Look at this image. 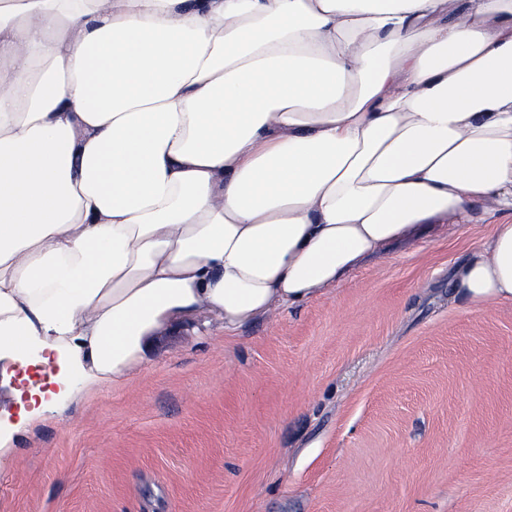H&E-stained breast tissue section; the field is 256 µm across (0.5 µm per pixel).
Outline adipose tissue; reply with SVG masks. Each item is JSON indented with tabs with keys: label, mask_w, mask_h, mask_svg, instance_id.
<instances>
[{
	"label": "adipose tissue",
	"mask_w": 512,
	"mask_h": 512,
	"mask_svg": "<svg viewBox=\"0 0 512 512\" xmlns=\"http://www.w3.org/2000/svg\"><path fill=\"white\" fill-rule=\"evenodd\" d=\"M478 204L455 288L512 302V0H0V358L56 364L35 418Z\"/></svg>",
	"instance_id": "adipose-tissue-1"
}]
</instances>
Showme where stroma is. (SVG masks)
<instances>
[{"instance_id": "stroma-1", "label": "stroma", "mask_w": 512, "mask_h": 512, "mask_svg": "<svg viewBox=\"0 0 512 512\" xmlns=\"http://www.w3.org/2000/svg\"><path fill=\"white\" fill-rule=\"evenodd\" d=\"M494 220L393 245L228 337L204 312L147 365L28 426L0 361V512H512V303L454 275Z\"/></svg>"}]
</instances>
